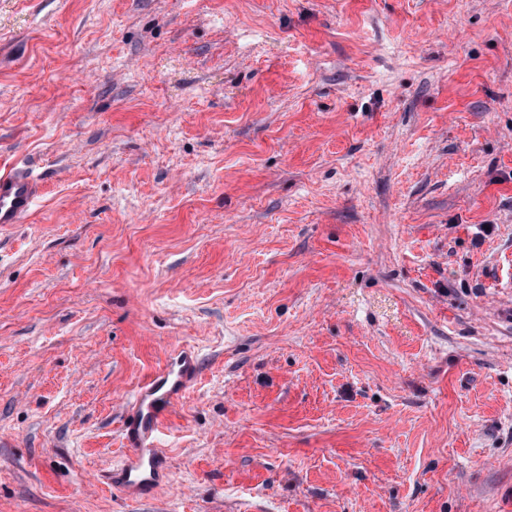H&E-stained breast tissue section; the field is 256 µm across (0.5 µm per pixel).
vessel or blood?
<instances>
[{"label": "vessel or blood", "mask_w": 512, "mask_h": 512, "mask_svg": "<svg viewBox=\"0 0 512 512\" xmlns=\"http://www.w3.org/2000/svg\"><path fill=\"white\" fill-rule=\"evenodd\" d=\"M40 195L41 182L28 170L0 174V225L22 223ZM198 365L197 352L182 347L138 384L122 425L129 453L121 465L106 473L108 485L120 488L127 497L145 499L165 481L168 462L160 446L165 420L195 381Z\"/></svg>", "instance_id": "b4317fda"}]
</instances>
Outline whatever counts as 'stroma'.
<instances>
[{"label":"stroma","mask_w":512,"mask_h":512,"mask_svg":"<svg viewBox=\"0 0 512 512\" xmlns=\"http://www.w3.org/2000/svg\"><path fill=\"white\" fill-rule=\"evenodd\" d=\"M14 167L0 512H512V0H0ZM41 195V182L26 169L0 174V226L21 224ZM197 352L190 347L172 351L162 367L137 386L123 420L122 434L129 454L104 478L133 499H147L167 477V456L159 448L165 420L198 373Z\"/></svg>","instance_id":"stroma-1"}]
</instances>
